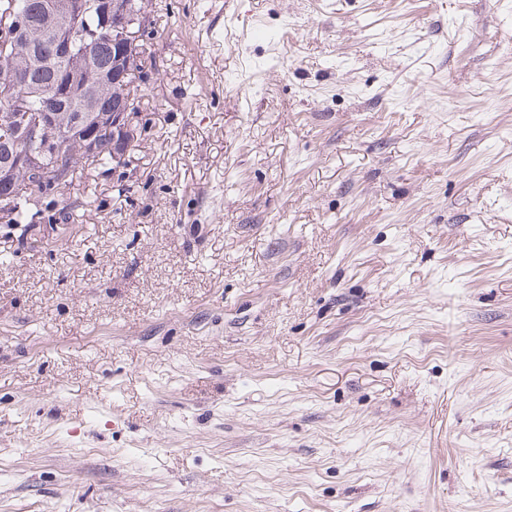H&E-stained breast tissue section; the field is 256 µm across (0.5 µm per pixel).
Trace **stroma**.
Returning <instances> with one entry per match:
<instances>
[{
    "mask_svg": "<svg viewBox=\"0 0 512 512\" xmlns=\"http://www.w3.org/2000/svg\"><path fill=\"white\" fill-rule=\"evenodd\" d=\"M138 134L0 221V512H512V0H149Z\"/></svg>",
    "mask_w": 512,
    "mask_h": 512,
    "instance_id": "35a3bbf8",
    "label": "stroma"
}]
</instances>
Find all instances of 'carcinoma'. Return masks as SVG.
I'll use <instances>...</instances> for the list:
<instances>
[{"mask_svg":"<svg viewBox=\"0 0 512 512\" xmlns=\"http://www.w3.org/2000/svg\"><path fill=\"white\" fill-rule=\"evenodd\" d=\"M89 0H74L79 8L57 19L65 32L73 35V53L60 55L43 45H29L23 35L15 34L12 26L0 25V90L8 88V95L0 97V173L7 170L15 178L14 195L0 201V217L8 224H33L39 217L42 205L63 196L66 187L76 178L79 163L95 168H110L121 160V155L112 150V134L102 133L95 147L69 157L68 178L64 185L51 183L45 174L59 168V155L43 149V140L22 143L19 149L33 153L39 161L37 173L14 170L10 158L19 139L20 125L14 120L17 111L32 116L42 115L48 108H56L55 127L50 135H67L72 139L97 123L99 113L85 110L88 95L103 89L107 79L111 48L99 45L112 34L98 30L94 16L81 8ZM115 12L126 13L140 19L144 15V0H115ZM143 44H130L127 58L133 72L129 79L126 97L130 98L131 111H138L136 75L143 73L141 56ZM32 61L31 67L23 70L22 80L14 81L17 69L11 63H20L24 58Z\"/></svg>","mask_w":512,"mask_h":512,"instance_id":"obj_1","label":"carcinoma"}]
</instances>
